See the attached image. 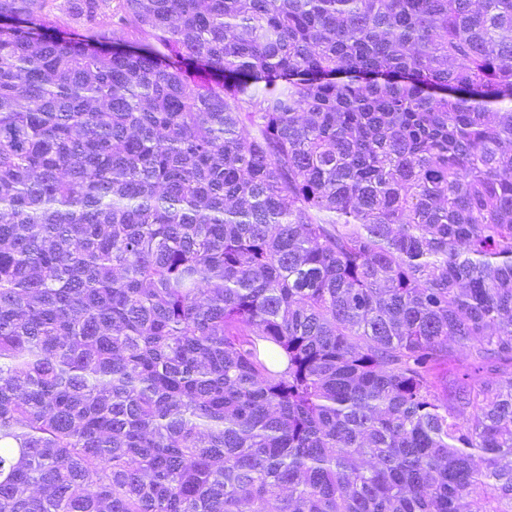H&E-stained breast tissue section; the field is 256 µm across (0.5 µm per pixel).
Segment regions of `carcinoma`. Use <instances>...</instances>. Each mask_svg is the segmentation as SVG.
<instances>
[{"label": "carcinoma", "instance_id": "1", "mask_svg": "<svg viewBox=\"0 0 512 512\" xmlns=\"http://www.w3.org/2000/svg\"><path fill=\"white\" fill-rule=\"evenodd\" d=\"M0 512H512V0H0Z\"/></svg>", "mask_w": 512, "mask_h": 512}]
</instances>
